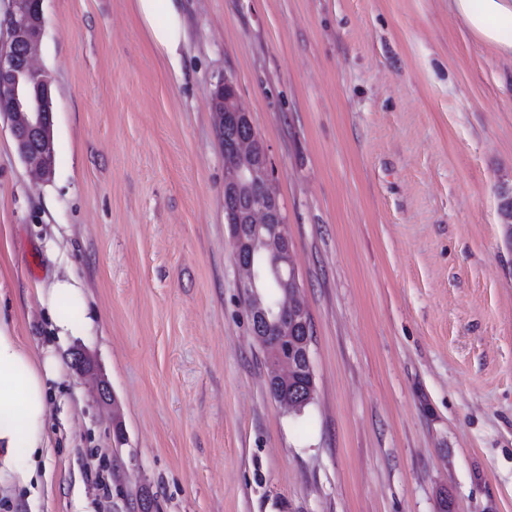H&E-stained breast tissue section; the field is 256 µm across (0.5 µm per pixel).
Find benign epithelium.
<instances>
[{"label":"benign epithelium","instance_id":"1","mask_svg":"<svg viewBox=\"0 0 512 512\" xmlns=\"http://www.w3.org/2000/svg\"><path fill=\"white\" fill-rule=\"evenodd\" d=\"M9 8L0 17L9 39L0 43V118L10 125L17 151L36 177L50 179L55 166L53 99L51 74L33 66L43 30L41 0H8ZM220 82L212 93L216 130L224 134L228 117L224 86ZM255 188L250 207L241 212L226 208L235 259L249 299L253 332L258 340L277 336L288 340L292 329L302 336L295 350L279 354L269 362V390L281 405L300 410L313 396L307 391H288L293 374L304 369L313 376L310 359L309 318L301 297L290 247L288 226L281 214L272 184L267 158L257 150L250 131L224 146V195L233 197L242 188Z\"/></svg>","mask_w":512,"mask_h":512}]
</instances>
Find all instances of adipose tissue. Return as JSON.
<instances>
[{
  "label": "adipose tissue",
  "instance_id": "adipose-tissue-1",
  "mask_svg": "<svg viewBox=\"0 0 512 512\" xmlns=\"http://www.w3.org/2000/svg\"><path fill=\"white\" fill-rule=\"evenodd\" d=\"M469 37L512 57V0H448ZM149 43L173 72H180L189 30L181 0H134ZM83 291L75 279L51 285L47 309L59 338L76 336L85 324L75 313ZM52 350L34 355L0 319V482L28 487L38 479L47 447L48 388L59 378Z\"/></svg>",
  "mask_w": 512,
  "mask_h": 512
}]
</instances>
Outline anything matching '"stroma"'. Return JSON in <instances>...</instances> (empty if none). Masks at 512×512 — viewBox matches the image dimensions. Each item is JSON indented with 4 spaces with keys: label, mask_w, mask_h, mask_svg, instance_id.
Segmentation results:
<instances>
[{
    "label": "stroma",
    "mask_w": 512,
    "mask_h": 512,
    "mask_svg": "<svg viewBox=\"0 0 512 512\" xmlns=\"http://www.w3.org/2000/svg\"><path fill=\"white\" fill-rule=\"evenodd\" d=\"M42 10L56 165L32 181L0 119V317L61 377L47 475L0 512H512V59L448 0H184L177 78L133 0ZM226 78L311 319L300 412L233 254ZM70 276L90 327L63 342L44 300ZM230 82L231 81L227 78L224 79V81H221L217 85L215 90L213 91L212 98H211L212 110L215 115L216 130L218 131L220 137H222V134H223V138L226 135V131L228 128L227 126H225V128H224V122L230 113V112H225V111H227V108H226V102L224 101V98L225 99L234 98V96L236 95V91H237L236 87L233 83L231 86H225V84H230Z\"/></svg>",
    "instance_id": "1"
}]
</instances>
